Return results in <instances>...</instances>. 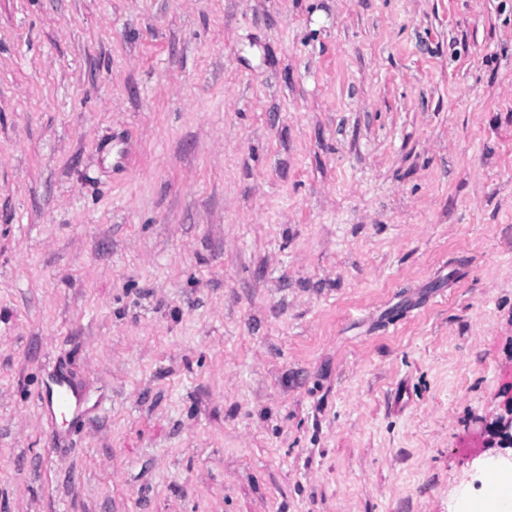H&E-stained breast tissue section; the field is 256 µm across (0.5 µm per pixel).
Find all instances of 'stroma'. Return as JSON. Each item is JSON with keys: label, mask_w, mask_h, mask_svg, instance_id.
I'll use <instances>...</instances> for the list:
<instances>
[{"label": "stroma", "mask_w": 512, "mask_h": 512, "mask_svg": "<svg viewBox=\"0 0 512 512\" xmlns=\"http://www.w3.org/2000/svg\"><path fill=\"white\" fill-rule=\"evenodd\" d=\"M511 401L512 0H0V512H464ZM38 402L52 413H60L63 408L71 409L72 399L67 380L64 377L53 379L38 393Z\"/></svg>", "instance_id": "obj_1"}]
</instances>
